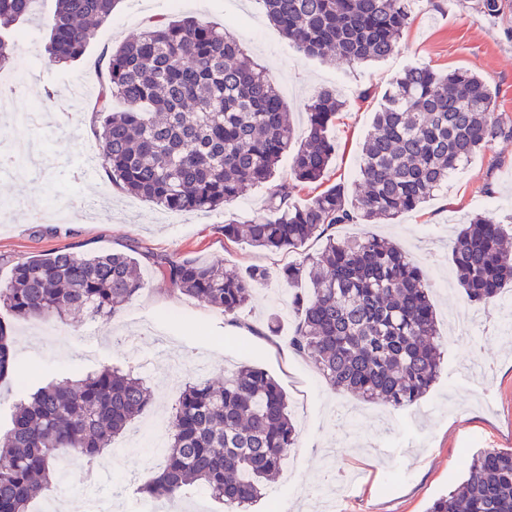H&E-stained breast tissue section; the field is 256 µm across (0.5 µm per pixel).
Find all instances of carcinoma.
<instances>
[{
  "instance_id": "carcinoma-1",
  "label": "carcinoma",
  "mask_w": 512,
  "mask_h": 512,
  "mask_svg": "<svg viewBox=\"0 0 512 512\" xmlns=\"http://www.w3.org/2000/svg\"><path fill=\"white\" fill-rule=\"evenodd\" d=\"M34 2L0 0V70ZM120 2L55 0L49 60H80ZM262 2L304 56L346 64L393 55L410 14V0ZM105 70L92 125L112 184L183 212L216 210L270 183L268 215L231 220L222 230L230 242L271 252L298 250L339 224H375L415 210L502 132L495 93L480 75L407 67L384 94L362 146L363 194L351 200L335 184L298 205L299 187L322 180L336 156L328 135L342 108L335 91L312 97L304 140L293 149L289 112L272 80L237 41L209 25L158 20L111 51ZM290 149V177L276 183L278 163ZM511 240L503 222L481 214L460 229L451 259L468 301L487 303L512 283ZM135 253L60 250L19 261L0 283V305L45 323L107 322L143 288ZM154 263L174 290L234 322L268 278L263 268L226 273L222 264L186 257L157 255ZM281 277L290 287L311 285L293 299L298 324L288 346L310 355L336 390L403 409L436 382L443 338L429 285L392 243L329 237L321 252L303 255ZM16 371L10 329L0 321V380ZM150 403L138 375L112 366L24 393L0 436V512H29L61 475L60 450L90 464L112 453V438ZM169 428L166 464L137 493L171 500L199 485L230 512H246L262 498V487L297 442L286 394L254 366L186 385ZM427 512H512V449L475 452L466 477Z\"/></svg>"
}]
</instances>
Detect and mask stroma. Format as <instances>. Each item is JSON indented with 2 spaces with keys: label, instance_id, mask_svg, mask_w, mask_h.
<instances>
[{
  "label": "stroma",
  "instance_id": "1",
  "mask_svg": "<svg viewBox=\"0 0 512 512\" xmlns=\"http://www.w3.org/2000/svg\"><path fill=\"white\" fill-rule=\"evenodd\" d=\"M478 0H412L410 20L397 52L373 64L329 63L301 55L271 24L261 0H121L111 19L91 41L83 59L50 62L45 51L55 0H38L32 19L21 24L11 65L0 71V131L8 137L38 136L51 164L22 167L0 176V202L23 207L0 220V282L12 266L28 257L69 250L80 253L123 251L138 247L143 289L104 326L78 328L12 316L0 307V321L12 329L19 366L34 382L75 378L112 365L134 369L153 394L148 409L112 443L110 457L99 463L97 486L111 497L112 512H142L135 484L127 473L147 480L165 463L154 456L155 440L167 437L173 405L185 385L219 380L243 365L274 376L285 391L297 431V444L278 480L253 512H278L287 498L288 512H426L430 502L467 471L476 448H512V340L487 342L473 349L458 342L448 327L449 313L478 317L472 332L481 336L480 319H512L504 309L512 288L496 301L470 304L458 286L450 242L458 225L474 214L502 218L512 214V136L496 137L461 165L447 183L417 210L379 224H343L336 236L390 239L423 271L431 288L436 326L443 336L441 374L415 407L395 411L333 389L313 361L288 346L296 323L288 308V286L281 269L302 253L322 249L323 238L300 252H269L225 243V221H246L266 213V187L250 191L213 212L172 213L109 183L101 168L81 172L86 147L96 145L90 126L92 103L73 89L99 83L103 59L123 42L138 38L163 18L190 16L225 31L239 41L274 82L290 113L296 134L306 129V107L324 88L335 89L345 106L329 133L336 158L323 180L302 186L297 203L334 184L358 196L362 144L391 80L410 65H427L439 73L470 69L495 93L494 113L512 126V9L485 16ZM38 104L54 123L34 130L11 125L10 116ZM70 212L62 222L45 218L49 199ZM99 209L85 215L86 200ZM189 257L225 268L267 269L269 279L233 325L223 312L174 292L152 261L153 254ZM278 317L276 335L267 322Z\"/></svg>",
  "mask_w": 512,
  "mask_h": 512
}]
</instances>
